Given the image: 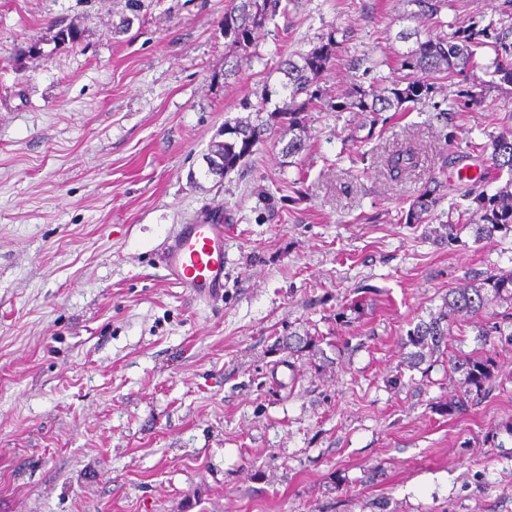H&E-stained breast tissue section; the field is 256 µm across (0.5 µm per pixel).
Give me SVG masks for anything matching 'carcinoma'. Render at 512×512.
Listing matches in <instances>:
<instances>
[{
    "instance_id": "1",
    "label": "carcinoma",
    "mask_w": 512,
    "mask_h": 512,
    "mask_svg": "<svg viewBox=\"0 0 512 512\" xmlns=\"http://www.w3.org/2000/svg\"><path fill=\"white\" fill-rule=\"evenodd\" d=\"M417 6L413 18L440 22L442 10L448 0H409ZM281 0H239L231 10L224 13V37L233 38V43L246 51L253 45L255 34L276 16ZM512 32V15L490 21L479 28L471 23L453 25V31L424 41L417 40L416 47L403 55L402 67L409 70L404 81L391 88L377 92L360 83L354 84L344 100L331 105L338 112H362L377 117L383 112H405L409 104L419 103L432 92V84L427 77L452 80L467 77L476 67V51L480 47H490L496 53L509 55L512 46L506 43V34ZM338 41L330 39L297 57H288L279 64L284 75L280 93L288 98V103L272 112L278 122L288 127L294 134L281 148L283 156H294L305 149L302 133L305 129L306 112L317 102L323 100L320 80L328 70L335 45ZM268 123H255L250 118H237L224 123V140L213 143L211 151L224 157V176L240 171L245 161L256 148L267 141ZM490 154L491 165L499 171L511 175L505 186L488 197L472 184L464 191L462 198L471 199L481 211L475 229V241L480 242L495 236V233L512 228V133H502L493 137ZM417 166L416 151L406 147L387 158L385 167L393 180L401 179L405 173ZM440 197L436 188L429 185L418 194L412 203L406 221L410 224L423 222V216L430 214ZM498 301H512V274L501 275L485 271L471 283L459 288H451L442 298L439 311L432 313L427 320H420L407 332L403 346L413 350L403 353L400 364L409 370H415L431 356L448 348V338L452 336L453 325L460 317L477 319L476 327L480 336H509L512 343V331L505 332L504 325L512 319V313L502 317L489 316L482 322L479 317L488 313L491 304ZM453 369L465 377V392L462 396L448 401L442 407L443 412L453 417L466 409L468 401L481 398L487 392L494 376L495 365L492 357L477 352L449 359Z\"/></svg>"
}]
</instances>
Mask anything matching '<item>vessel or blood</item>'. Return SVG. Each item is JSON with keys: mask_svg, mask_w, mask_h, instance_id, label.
Wrapping results in <instances>:
<instances>
[{"mask_svg": "<svg viewBox=\"0 0 512 512\" xmlns=\"http://www.w3.org/2000/svg\"><path fill=\"white\" fill-rule=\"evenodd\" d=\"M167 281L187 288L195 300L210 303L224 293V226L204 216L181 225L162 253Z\"/></svg>", "mask_w": 512, "mask_h": 512, "instance_id": "vessel-or-blood-1", "label": "vessel or blood"}]
</instances>
